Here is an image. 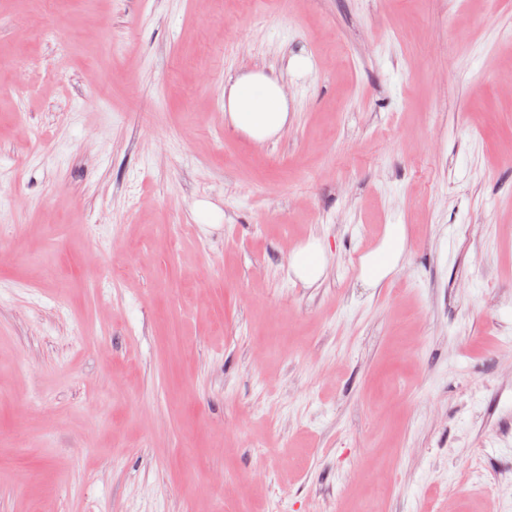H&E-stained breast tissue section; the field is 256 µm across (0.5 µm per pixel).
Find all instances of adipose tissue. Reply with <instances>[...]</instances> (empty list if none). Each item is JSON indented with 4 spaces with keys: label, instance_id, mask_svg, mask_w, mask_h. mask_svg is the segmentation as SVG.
Segmentation results:
<instances>
[{
    "label": "adipose tissue",
    "instance_id": "ef3b65f1",
    "mask_svg": "<svg viewBox=\"0 0 512 512\" xmlns=\"http://www.w3.org/2000/svg\"><path fill=\"white\" fill-rule=\"evenodd\" d=\"M288 97L279 78L262 69L240 74L224 90V116L236 130L262 145L279 136L288 124ZM404 225L390 224L381 244L361 258L362 279L377 286L397 268L404 251ZM326 267L320 240L294 248L288 270L306 284L316 283Z\"/></svg>",
    "mask_w": 512,
    "mask_h": 512
}]
</instances>
